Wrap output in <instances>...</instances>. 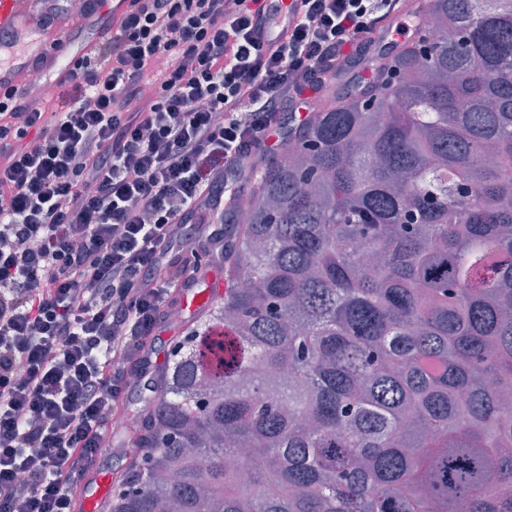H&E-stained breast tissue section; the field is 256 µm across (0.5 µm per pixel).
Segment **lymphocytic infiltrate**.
Wrapping results in <instances>:
<instances>
[{"instance_id": "f902f5d3", "label": "lymphocytic infiltrate", "mask_w": 512, "mask_h": 512, "mask_svg": "<svg viewBox=\"0 0 512 512\" xmlns=\"http://www.w3.org/2000/svg\"><path fill=\"white\" fill-rule=\"evenodd\" d=\"M103 0H38L36 24ZM266 0H131L66 78L64 111L0 93V512H75L117 404L148 379L180 251L224 254L236 188L284 108L408 32L403 0H299L264 46ZM274 1L278 8V25L280 26V33L276 36L264 23H257L254 27L255 35L261 38L263 41H269L273 43L282 42L288 35V23L292 26L293 9L295 1L297 0H267Z\"/></svg>"}]
</instances>
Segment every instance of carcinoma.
<instances>
[{
	"mask_svg": "<svg viewBox=\"0 0 512 512\" xmlns=\"http://www.w3.org/2000/svg\"><path fill=\"white\" fill-rule=\"evenodd\" d=\"M410 13L252 174L107 512H512V0Z\"/></svg>",
	"mask_w": 512,
	"mask_h": 512,
	"instance_id": "1",
	"label": "carcinoma"
}]
</instances>
